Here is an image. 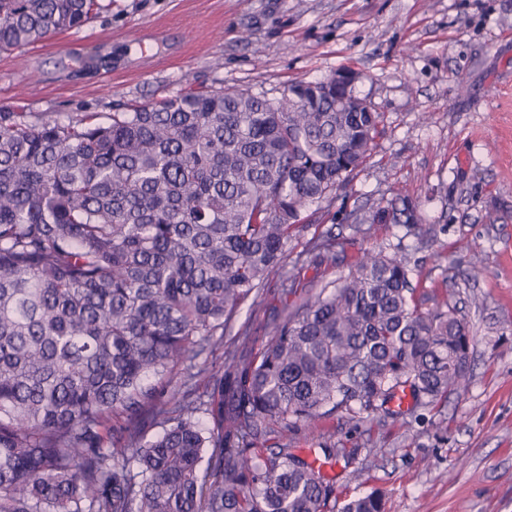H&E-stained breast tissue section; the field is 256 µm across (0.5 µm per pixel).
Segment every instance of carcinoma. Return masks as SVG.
<instances>
[{
  "mask_svg": "<svg viewBox=\"0 0 512 512\" xmlns=\"http://www.w3.org/2000/svg\"><path fill=\"white\" fill-rule=\"evenodd\" d=\"M110 10L0 0V52ZM358 80L271 99L188 86L125 112L0 108V512H384L378 491L331 505L325 468L353 452L265 444L335 412L394 421L400 391L433 410L465 390L456 303L426 306L405 255L366 252L263 335L235 327L304 214L370 156L381 115ZM337 259L335 236L312 237L288 292ZM207 363L203 393L172 388Z\"/></svg>",
  "mask_w": 512,
  "mask_h": 512,
  "instance_id": "cac0c4a2",
  "label": "carcinoma"
}]
</instances>
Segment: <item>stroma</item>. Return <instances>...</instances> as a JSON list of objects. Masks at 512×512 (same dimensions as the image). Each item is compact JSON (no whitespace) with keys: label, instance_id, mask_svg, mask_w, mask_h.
Here are the masks:
<instances>
[{"label":"stroma","instance_id":"stroma-1","mask_svg":"<svg viewBox=\"0 0 512 512\" xmlns=\"http://www.w3.org/2000/svg\"><path fill=\"white\" fill-rule=\"evenodd\" d=\"M141 40L152 58H140ZM96 55L111 66L79 72L77 59ZM343 70L359 73L381 132L288 251L335 235L336 265L306 273L315 292L364 252L406 254L420 291L464 305L470 379L441 411L413 405L370 431L335 414L295 445L357 449L333 470L340 500L378 488L385 512H512V0H114L80 29L0 53V107L108 113L190 84L276 98ZM398 195L421 235L394 222ZM361 210L380 222L354 231ZM474 265L479 276L466 279ZM473 295L480 307L468 306Z\"/></svg>","mask_w":512,"mask_h":512}]
</instances>
